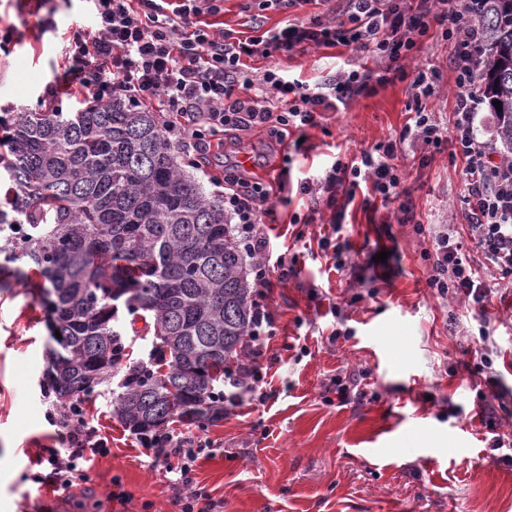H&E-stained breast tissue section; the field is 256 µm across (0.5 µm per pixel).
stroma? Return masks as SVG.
I'll return each mask as SVG.
<instances>
[{
    "mask_svg": "<svg viewBox=\"0 0 512 512\" xmlns=\"http://www.w3.org/2000/svg\"><path fill=\"white\" fill-rule=\"evenodd\" d=\"M214 27L234 37L284 26L285 9H259L256 0H222ZM50 16L56 29L39 32ZM85 0H0V27L14 38L0 45V104L35 112L50 79L66 62L60 31L89 27ZM446 40H425L411 65L437 69L441 77L427 100L440 123L453 108L454 74ZM353 52L308 48L250 61L261 78L277 68L309 87L333 79ZM414 106L407 82L376 87L339 112L322 115L307 129L302 149L292 140L272 142L265 130L226 135L212 149V165L238 166L272 189L275 212L266 217L280 251L294 269H272L267 297L274 317L264 363V403L243 406L198 429L208 447L193 478L211 496L214 512H512V466L490 453L477 414V393L492 386L457 367L487 324L498 347L512 352V302L492 297L487 315L455 299L439 298L426 285L431 248L416 224H444L464 206L462 165L451 145L427 149L404 143L397 163L405 190L400 202L382 203L369 184L354 189L340 237L349 244L343 269L318 248L330 209H316L302 194L304 178L322 175L334 155L351 160L375 144L398 138ZM414 219L399 222V203ZM304 225H290L291 215ZM387 252L386 261L377 253ZM340 305V316L330 309ZM348 340L329 344L333 329ZM51 337L50 316L31 290L16 284L12 268L0 270V512H28L41 490L35 475L49 476L46 449L59 445L41 396ZM371 372L365 398L332 403L324 386L337 371ZM121 371L98 386L85 404L87 417L111 441L109 454L89 456L88 479L61 488L55 512H180L179 499L162 471L152 468L130 428L112 415V390ZM127 494L113 501L115 486Z\"/></svg>",
    "mask_w": 512,
    "mask_h": 512,
    "instance_id": "1",
    "label": "stroma"
}]
</instances>
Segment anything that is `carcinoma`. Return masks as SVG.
<instances>
[{"mask_svg": "<svg viewBox=\"0 0 512 512\" xmlns=\"http://www.w3.org/2000/svg\"><path fill=\"white\" fill-rule=\"evenodd\" d=\"M486 63L481 95L502 103L495 133L512 154V0H473ZM18 187L0 200V257L26 260L59 331L43 385L65 406L125 367L112 415L135 431L177 418H224V366L244 353L253 312L249 263L224 200L179 161L158 115L124 98L75 112H5ZM153 336L124 362L120 307Z\"/></svg>", "mask_w": 512, "mask_h": 512, "instance_id": "1", "label": "carcinoma"}]
</instances>
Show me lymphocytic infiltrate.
<instances>
[{"label":"lymphocytic infiltrate","mask_w":512,"mask_h":512,"mask_svg":"<svg viewBox=\"0 0 512 512\" xmlns=\"http://www.w3.org/2000/svg\"><path fill=\"white\" fill-rule=\"evenodd\" d=\"M335 22L320 17L296 18L285 26L243 39L230 40L212 30L207 15L219 12L218 0H87L92 27L64 32L68 66L62 81L49 86L40 100L54 112L59 100L73 94L103 100L115 96L135 105L147 104L172 132L183 153L201 166L213 142L229 131L266 129L276 140L295 130L317 125L326 112H339L355 98L368 95L374 85L408 82L416 99L429 98L437 71L407 70L404 62L418 43L442 37L453 45L455 73L452 118L440 125L417 107L404 137L438 149L451 143L464 162L461 170L466 206L460 214L468 227L461 236L454 224H433L427 230L429 254L427 286L438 297H458L470 307L485 310L495 292L470 256L478 249L489 266L512 276V157L499 155L491 141L480 138L475 126L478 77L485 65L483 37L471 15L470 0H343ZM301 45L342 46L357 52L345 61L326 90H316L283 71L266 70L262 80L249 77L244 61L291 52ZM396 141L376 144L359 159L335 158L324 176L305 178L303 193L319 190L327 207H335L340 187L369 182L381 201H397L402 173L395 162ZM224 213L234 222L253 267L258 298L248 332L246 359L230 365L225 377L231 391L224 396L225 411L263 403L267 373L260 358L273 331V317L265 304L271 288L270 267L287 269L284 255L274 252L271 228L264 222L271 211V195L258 180L227 172ZM461 223V224H462ZM511 393L496 391L479 398V417L491 433V450L499 462L512 465V437L497 432V417ZM62 448L47 451L57 482L67 485L85 479L81 465L87 454H106L109 439L92 426L83 409H57ZM153 468L164 471L169 484L182 491L181 512H211L209 494L194 488L192 468L199 450L194 436L158 430L137 433Z\"/></svg>","instance_id":"1"}]
</instances>
